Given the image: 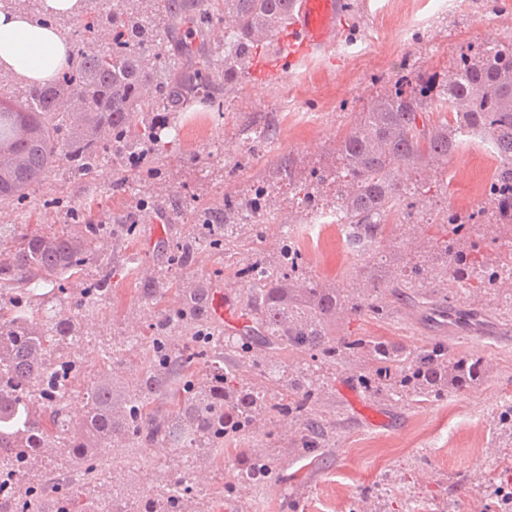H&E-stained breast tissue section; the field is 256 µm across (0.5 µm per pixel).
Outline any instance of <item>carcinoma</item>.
I'll use <instances>...</instances> for the list:
<instances>
[{
	"label": "carcinoma",
	"instance_id": "carcinoma-1",
	"mask_svg": "<svg viewBox=\"0 0 512 512\" xmlns=\"http://www.w3.org/2000/svg\"><path fill=\"white\" fill-rule=\"evenodd\" d=\"M295 0H89L81 27L90 43L79 44L62 79L29 86L11 105L0 92V205L29 207L28 189L64 160L69 173L88 176L105 158L143 171L161 149V131L199 100L223 109L215 78L235 85L246 65L264 53L296 13ZM190 25L203 40L224 25V53L195 61L198 49L176 36ZM170 35L174 50L157 41ZM512 48H488L459 58L438 81L419 78L407 91L390 87L361 113L339 143L344 184L337 209L351 246L372 243L389 233L406 188L399 167H434L476 138L498 158L488 184L499 233L512 235ZM439 118H434V114ZM475 214H448V234L438 245L441 260L434 276L416 263L409 273L383 279L355 271L354 287H328L309 275L303 252L288 236L279 239L275 259L264 256L262 274L244 268L246 288L236 306L246 325L236 336L211 312L212 284L182 286L160 274L136 278L137 298L159 307L151 326L140 372L119 385L113 361L87 392L83 414L71 419L69 400L86 365L78 353L81 326L112 299L116 269L106 254L111 242L131 241L139 233L134 218L114 225L95 222L91 206L70 211L79 236L51 227L15 235L0 227V466L18 477L22 493L12 512H210L195 501L190 472L163 480L131 496L123 471L103 479L100 500L76 504L68 483L48 484L28 475L56 468L61 450L86 480L102 475L109 447L140 448L164 442L173 451L215 461L224 445L255 435L268 420L267 441L276 440L275 423L295 424L291 447L303 459L319 460L331 447L333 427L319 415L325 393L309 369L286 371L280 355L304 354L319 368L358 361L353 381L383 401L438 402L468 391L485 375L483 361L450 354L448 343L416 348L383 336L343 333L338 321L380 322L402 295L420 317L430 319L443 305L456 310L452 324L467 320L466 301L490 295L512 318V275H498L504 255L488 262L472 237ZM226 206L207 207L196 218L192 238L167 246V272L185 271L197 262L198 245L221 252L242 234L263 239L258 224H233ZM97 273L83 278L85 266ZM191 327L181 347L170 342L176 329ZM173 408L160 413L157 401ZM224 494L285 471L280 458L251 450L236 457Z\"/></svg>",
	"mask_w": 512,
	"mask_h": 512
}]
</instances>
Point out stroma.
<instances>
[{
  "mask_svg": "<svg viewBox=\"0 0 512 512\" xmlns=\"http://www.w3.org/2000/svg\"><path fill=\"white\" fill-rule=\"evenodd\" d=\"M447 2V10L440 12L433 0H354L343 22L345 37L326 56L297 62L273 79L246 69L239 88L223 92L222 110L201 100L173 119L162 133L167 149L152 176H129L116 191L112 185L119 167L111 160L87 178L71 177L62 165L31 187L36 210L0 206V226L21 231L29 224L67 223L65 210L41 206L59 192L76 206L94 200L102 224L139 212L141 202L150 200L155 208L141 214L140 233L160 227L161 241L146 254L137 241L114 247L112 258L119 267L126 253L138 254L140 267L153 274L166 265L168 241L187 235L201 209L222 204L228 196L250 195L261 183L267 201L255 221L265 227L266 253L274 254L289 226L312 223L317 210H335L338 187L329 175L340 165L339 141L388 87L446 73L461 54L480 46H512V0ZM269 126L276 129L273 143L257 142L258 133ZM494 165L491 149L473 141L449 158L440 182L401 167L399 179L410 191L427 196L426 207L402 203L398 228L365 252L351 251L336 226L326 227L319 238L301 243L308 273L344 288L352 269L366 265L377 273L402 267L404 225L423 224L428 234L440 236L451 211H473L477 223H493L486 186ZM315 172L326 180L312 209L302 203L300 188ZM253 251L245 235L231 255L200 250L196 265L180 281L207 279L235 297ZM157 318V307L139 302L134 281L124 278L86 327L87 361L95 362L99 351L126 337L137 339L138 351H145ZM339 328L385 336L410 348L447 340L452 355L482 359L484 380L435 403L374 401V408L392 420L389 428L375 430L357 418L342 395V387L352 383L349 367L319 369L326 388L322 416L336 429L332 448L315 465L290 456L295 427L279 420L278 439L269 448L272 454L289 455L284 480L225 497L224 483L236 455L232 448L225 450L223 464L194 470V482L214 512L231 507L240 512H502L496 489L505 482L504 471L512 470V459L503 456L504 449L512 448V429L499 425L498 414L512 404V320L479 303L473 319L448 327L419 320L415 309L399 300L386 322L343 321ZM103 464L108 469L141 467L136 478L141 484L151 476L162 480L182 473L185 459L156 443L110 454Z\"/></svg>",
  "mask_w": 512,
  "mask_h": 512,
  "instance_id": "35a3bbf8",
  "label": "stroma"
}]
</instances>
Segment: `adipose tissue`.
Wrapping results in <instances>:
<instances>
[{
    "instance_id": "ef3b65f1",
    "label": "adipose tissue",
    "mask_w": 512,
    "mask_h": 512,
    "mask_svg": "<svg viewBox=\"0 0 512 512\" xmlns=\"http://www.w3.org/2000/svg\"><path fill=\"white\" fill-rule=\"evenodd\" d=\"M85 8L84 0H42L36 15L0 7V73L27 85L59 78L69 66L74 42L55 21Z\"/></svg>"
}]
</instances>
